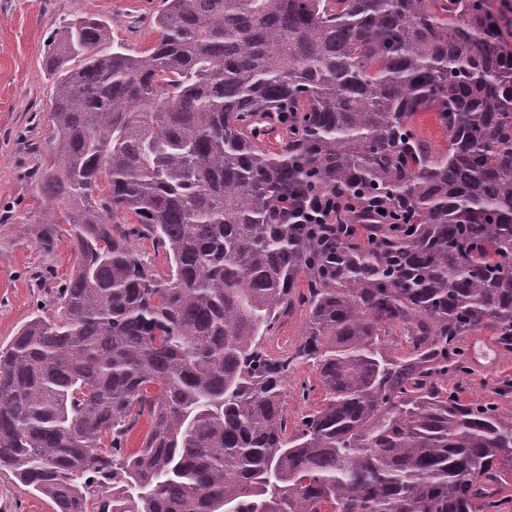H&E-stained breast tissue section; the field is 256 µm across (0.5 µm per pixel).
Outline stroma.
I'll return each instance as SVG.
<instances>
[{
    "label": "stroma",
    "mask_w": 512,
    "mask_h": 512,
    "mask_svg": "<svg viewBox=\"0 0 512 512\" xmlns=\"http://www.w3.org/2000/svg\"><path fill=\"white\" fill-rule=\"evenodd\" d=\"M162 0H0V347L36 314L58 310L57 290L72 274L75 253L68 237L51 250L40 248L20 225L36 223L43 207L37 183L46 155L54 79L46 58L61 27L95 15L108 20L116 40L138 53L154 45L152 25ZM306 307L296 304L275 332L265 337L266 353L293 351L306 324ZM494 361H471L462 380L465 399L484 396L497 383L512 380V351L497 348ZM310 396H303L304 387ZM324 396L309 363L289 373L285 407L296 424L311 403ZM0 512H52L48 500L23 491L13 474L0 471Z\"/></svg>",
    "instance_id": "obj_1"
}]
</instances>
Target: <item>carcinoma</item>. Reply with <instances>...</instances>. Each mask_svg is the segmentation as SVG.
<instances>
[{"label":"carcinoma","mask_w":512,"mask_h":512,"mask_svg":"<svg viewBox=\"0 0 512 512\" xmlns=\"http://www.w3.org/2000/svg\"><path fill=\"white\" fill-rule=\"evenodd\" d=\"M163 2L147 50L90 16L47 64V208L20 228L49 250L68 225L76 269L58 315L0 348V470L54 512H501L512 384H455L462 337L512 348V52L490 0ZM424 111L446 147L415 133ZM331 193L342 223L285 221ZM302 277L303 338L271 357ZM304 361L325 397L289 433Z\"/></svg>","instance_id":"obj_1"}]
</instances>
